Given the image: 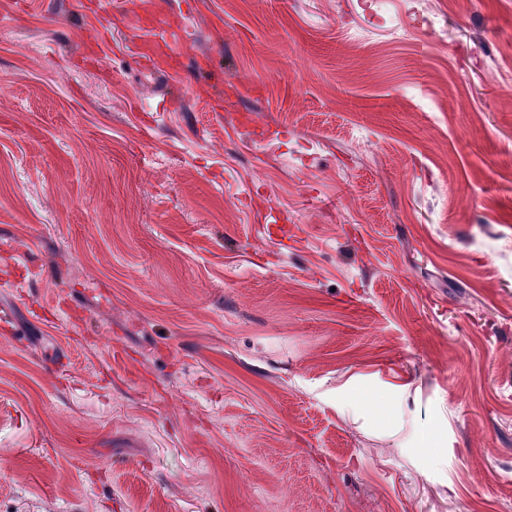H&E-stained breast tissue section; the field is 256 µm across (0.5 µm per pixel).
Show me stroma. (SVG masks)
Masks as SVG:
<instances>
[{"label":"stroma","mask_w":512,"mask_h":512,"mask_svg":"<svg viewBox=\"0 0 512 512\" xmlns=\"http://www.w3.org/2000/svg\"><path fill=\"white\" fill-rule=\"evenodd\" d=\"M94 10L0 0V512H512V0Z\"/></svg>","instance_id":"35a3bbf8"}]
</instances>
